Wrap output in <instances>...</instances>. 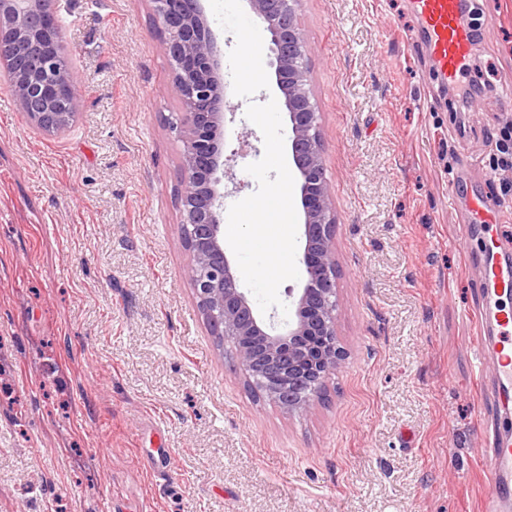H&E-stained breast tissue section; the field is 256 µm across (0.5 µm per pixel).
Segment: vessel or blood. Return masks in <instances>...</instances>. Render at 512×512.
<instances>
[{"mask_svg":"<svg viewBox=\"0 0 512 512\" xmlns=\"http://www.w3.org/2000/svg\"><path fill=\"white\" fill-rule=\"evenodd\" d=\"M427 39L437 72L443 78L456 75L469 46V33L459 22V0H412ZM480 267L477 289L483 306L477 312L479 326L495 322V336L479 334L480 351H492L496 383L493 399L501 404L512 401V314L497 310L493 300L512 287V265L498 246H486L476 260ZM485 512H512V428L500 427L484 460Z\"/></svg>","mask_w":512,"mask_h":512,"instance_id":"b4317fda","label":"vessel or blood"}]
</instances>
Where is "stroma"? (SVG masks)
<instances>
[{"label": "stroma", "mask_w": 512, "mask_h": 512, "mask_svg": "<svg viewBox=\"0 0 512 512\" xmlns=\"http://www.w3.org/2000/svg\"><path fill=\"white\" fill-rule=\"evenodd\" d=\"M434 76L411 0H301L346 360L303 414L255 398L183 271L180 110L150 0H58L81 104L36 131L0 73V512H483L469 204L506 214L512 0ZM471 84L484 94L463 99ZM228 94L225 205L264 154Z\"/></svg>", "instance_id": "stroma-1"}]
</instances>
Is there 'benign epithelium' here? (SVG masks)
Segmentation results:
<instances>
[{
  "label": "benign epithelium",
  "mask_w": 512,
  "mask_h": 512,
  "mask_svg": "<svg viewBox=\"0 0 512 512\" xmlns=\"http://www.w3.org/2000/svg\"><path fill=\"white\" fill-rule=\"evenodd\" d=\"M163 25V50L172 65L180 112L173 123L183 144L179 179L180 232L190 261L186 276L210 334L234 351L252 387L281 409L302 412L318 399L345 359L336 334V219L325 176L320 113L308 87L306 46L299 32L300 0H247L265 23L287 138L299 175L304 241L302 288L288 289L294 318L283 330L254 311L224 249L221 170L226 139L224 85L217 77L215 37L201 0H151ZM52 0H0V68L33 125L68 128L80 104L63 67Z\"/></svg>",
  "instance_id": "benign-epithelium-1"
}]
</instances>
